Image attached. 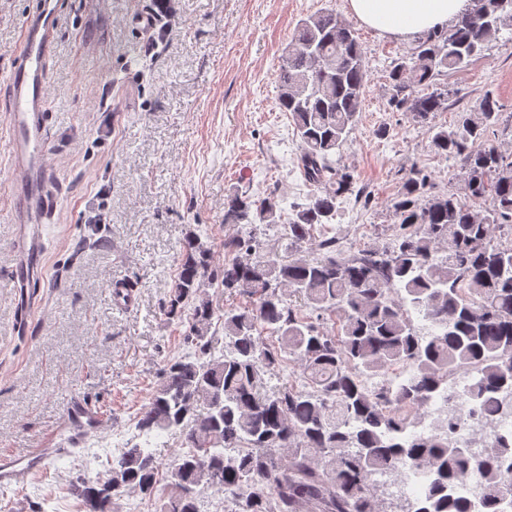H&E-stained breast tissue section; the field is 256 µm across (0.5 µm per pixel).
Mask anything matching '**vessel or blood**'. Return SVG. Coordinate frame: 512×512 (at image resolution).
I'll use <instances>...</instances> for the list:
<instances>
[{
	"label": "vessel or blood",
	"mask_w": 512,
	"mask_h": 512,
	"mask_svg": "<svg viewBox=\"0 0 512 512\" xmlns=\"http://www.w3.org/2000/svg\"><path fill=\"white\" fill-rule=\"evenodd\" d=\"M56 29V0H43L23 25L16 63L8 77L5 108L9 115L6 136L15 174L13 221L21 227L12 281L19 288L38 270L40 227L49 223L56 208L57 191L45 165L47 77ZM66 418L86 431L97 430L102 424L100 415L76 400L69 403ZM45 455L42 448L22 456L1 455L0 485L20 482L39 470Z\"/></svg>",
	"instance_id": "1"
}]
</instances>
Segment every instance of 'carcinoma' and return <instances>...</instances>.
Returning <instances> with one entry per match:
<instances>
[{"label":"carcinoma","mask_w":512,"mask_h":512,"mask_svg":"<svg viewBox=\"0 0 512 512\" xmlns=\"http://www.w3.org/2000/svg\"><path fill=\"white\" fill-rule=\"evenodd\" d=\"M512 33V0H472L447 29L417 36L392 63L390 105L428 126L434 149L454 160L467 198L430 194L429 176L414 166L393 202L395 231L384 245L348 255L336 237L312 241L315 226L336 219L339 199L362 194L341 166L354 130L368 68L353 27L326 10L300 21L276 73L278 105L301 143L300 167L314 187L281 238L284 250L259 235L279 223L283 199L234 192L224 198V223L247 231L224 238V264L191 234L163 312L189 315L187 353L168 360L135 428L144 443L112 458V494L104 478L70 484L83 512H117L130 493L151 499L159 465L153 440L174 434L186 451L168 467L170 494L157 512H199L198 493L224 494L227 512H373L379 490L410 461L426 470L403 512H472L452 489L479 475L490 510L501 499L499 463L512 456V434L472 460L435 434L409 432L411 410L443 388L448 373L479 372L474 399L512 387V153L487 143L501 107L486 92L450 130L428 120L448 110V89L436 79L480 56L490 39ZM249 298L224 311L202 294L204 283ZM305 301V316L287 299ZM430 323L421 334L410 310ZM336 317V331L324 315ZM220 320L224 338L210 333ZM301 363L308 387L284 380ZM399 366L403 377L373 390L366 381ZM322 452L312 462L311 449Z\"/></svg>","instance_id":"1"}]
</instances>
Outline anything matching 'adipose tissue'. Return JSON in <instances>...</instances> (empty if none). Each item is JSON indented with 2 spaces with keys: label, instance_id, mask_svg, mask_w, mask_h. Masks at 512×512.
I'll return each instance as SVG.
<instances>
[{
  "label": "adipose tissue",
  "instance_id": "obj_1",
  "mask_svg": "<svg viewBox=\"0 0 512 512\" xmlns=\"http://www.w3.org/2000/svg\"><path fill=\"white\" fill-rule=\"evenodd\" d=\"M347 3L351 15L362 25L402 41L448 27L471 7V0H347Z\"/></svg>",
  "mask_w": 512,
  "mask_h": 512
}]
</instances>
